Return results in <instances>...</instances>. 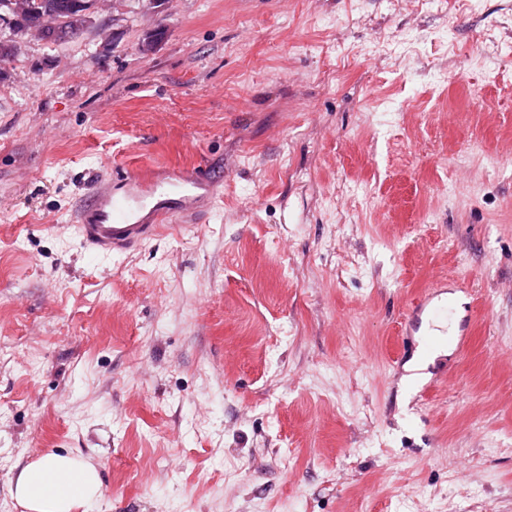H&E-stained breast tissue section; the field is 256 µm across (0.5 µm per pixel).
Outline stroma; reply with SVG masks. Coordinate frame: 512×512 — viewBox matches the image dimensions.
<instances>
[{
  "label": "stroma",
  "instance_id": "35a3bbf8",
  "mask_svg": "<svg viewBox=\"0 0 512 512\" xmlns=\"http://www.w3.org/2000/svg\"><path fill=\"white\" fill-rule=\"evenodd\" d=\"M0 82V512H512V0H104ZM209 213L109 258L101 176ZM454 279L463 350L405 358ZM11 493L28 512H74L101 497L102 481L88 459L47 452L22 468Z\"/></svg>",
  "mask_w": 512,
  "mask_h": 512
}]
</instances>
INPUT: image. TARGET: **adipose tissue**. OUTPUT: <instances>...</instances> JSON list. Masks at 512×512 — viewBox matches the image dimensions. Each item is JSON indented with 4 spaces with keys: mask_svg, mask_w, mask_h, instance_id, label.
<instances>
[{
    "mask_svg": "<svg viewBox=\"0 0 512 512\" xmlns=\"http://www.w3.org/2000/svg\"><path fill=\"white\" fill-rule=\"evenodd\" d=\"M11 493L25 512H79L101 497L102 481L88 459L48 452L22 468Z\"/></svg>",
    "mask_w": 512,
    "mask_h": 512,
    "instance_id": "ef3b65f1",
    "label": "adipose tissue"
}]
</instances>
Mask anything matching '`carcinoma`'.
<instances>
[{
    "label": "carcinoma",
    "instance_id": "cac0c4a2",
    "mask_svg": "<svg viewBox=\"0 0 512 512\" xmlns=\"http://www.w3.org/2000/svg\"><path fill=\"white\" fill-rule=\"evenodd\" d=\"M100 0H0V21L11 20V28L28 34L54 24L53 41H64L80 35L74 28L79 17L90 16ZM13 40L0 37V79L7 77L6 64L15 56Z\"/></svg>",
    "mask_w": 512,
    "mask_h": 512
}]
</instances>
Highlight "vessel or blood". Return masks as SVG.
<instances>
[{
  "instance_id": "b4317fda",
  "label": "vessel or blood",
  "mask_w": 512,
  "mask_h": 512,
  "mask_svg": "<svg viewBox=\"0 0 512 512\" xmlns=\"http://www.w3.org/2000/svg\"><path fill=\"white\" fill-rule=\"evenodd\" d=\"M216 194L217 186L211 181L183 179L162 188L160 197L165 201L164 206L146 210L131 193L114 192L107 181L95 188L91 202L78 211L74 231L93 253L108 258L136 249L158 235L163 219L183 215L191 197L208 203ZM416 311L427 318L425 330L414 344L419 356L429 358L449 347L462 346V337L448 327L452 313L450 300L428 298Z\"/></svg>"
}]
</instances>
